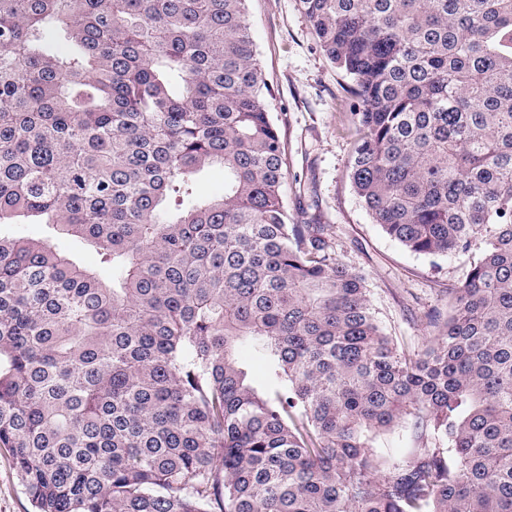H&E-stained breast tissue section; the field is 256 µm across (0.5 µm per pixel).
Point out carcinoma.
<instances>
[{
	"label": "carcinoma",
	"mask_w": 512,
	"mask_h": 512,
	"mask_svg": "<svg viewBox=\"0 0 512 512\" xmlns=\"http://www.w3.org/2000/svg\"><path fill=\"white\" fill-rule=\"evenodd\" d=\"M299 3L373 223L468 256L448 313L398 350L333 227L291 223L246 0H0V225L109 269L0 236V448L37 512H512V0ZM406 419L422 447L383 456ZM2 233L16 236L50 237L58 249L75 254L86 266L100 267L99 256L94 251L83 248L74 240L55 237L47 224H6L2 226Z\"/></svg>",
	"instance_id": "cac0c4a2"
}]
</instances>
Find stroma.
<instances>
[{
	"mask_svg": "<svg viewBox=\"0 0 512 512\" xmlns=\"http://www.w3.org/2000/svg\"><path fill=\"white\" fill-rule=\"evenodd\" d=\"M247 18L286 148L288 212L297 224H329L337 258L363 272L375 316L398 348L422 344V314L463 279L468 258L416 254L374 224L349 178L353 144L348 81L321 49L298 0H247ZM0 233L49 237L83 264L99 257L45 224H6ZM0 512H33L9 449L0 448Z\"/></svg>",
	"mask_w": 512,
	"mask_h": 512,
	"instance_id": "1",
	"label": "stroma"
}]
</instances>
